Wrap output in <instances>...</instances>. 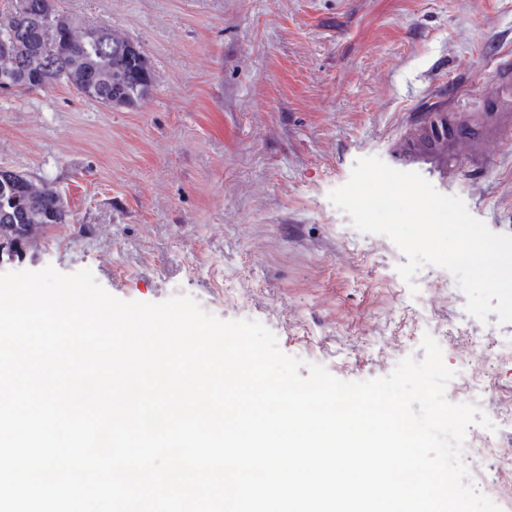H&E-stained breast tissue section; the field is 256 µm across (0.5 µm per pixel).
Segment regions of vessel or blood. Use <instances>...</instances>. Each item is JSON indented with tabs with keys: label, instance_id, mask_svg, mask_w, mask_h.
I'll return each mask as SVG.
<instances>
[{
	"label": "vessel or blood",
	"instance_id": "b4317fda",
	"mask_svg": "<svg viewBox=\"0 0 512 512\" xmlns=\"http://www.w3.org/2000/svg\"><path fill=\"white\" fill-rule=\"evenodd\" d=\"M491 105L490 119L483 132H474L468 124L452 123L436 143L414 142L408 145L410 162L429 166L452 178L462 176L465 167L478 157H487L491 147L512 146V113L500 111L502 100H512V55L497 57L491 86L484 94Z\"/></svg>",
	"mask_w": 512,
	"mask_h": 512
}]
</instances>
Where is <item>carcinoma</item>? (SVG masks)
Returning a JSON list of instances; mask_svg holds the SVG:
<instances>
[{
  "label": "carcinoma",
  "mask_w": 512,
  "mask_h": 512,
  "mask_svg": "<svg viewBox=\"0 0 512 512\" xmlns=\"http://www.w3.org/2000/svg\"><path fill=\"white\" fill-rule=\"evenodd\" d=\"M0 74L8 91H38L64 82L83 97L113 108L134 107L149 94L154 72L142 47L108 25L86 26L52 12L18 18L16 0L0 13ZM59 196L27 175L0 172V225L17 224V235L33 239L64 223Z\"/></svg>",
  "instance_id": "obj_1"
}]
</instances>
